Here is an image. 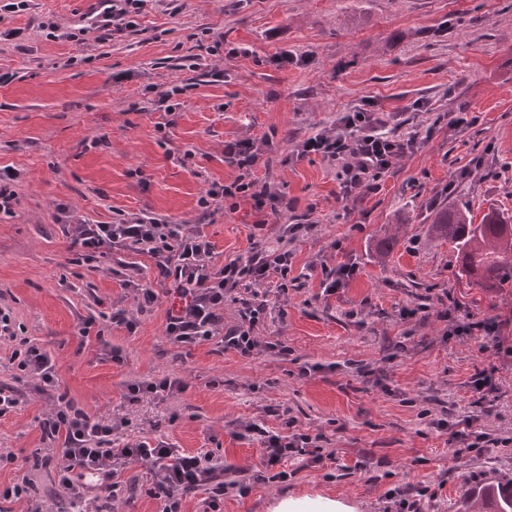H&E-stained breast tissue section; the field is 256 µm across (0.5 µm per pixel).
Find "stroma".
<instances>
[{"label":"stroma","mask_w":512,"mask_h":512,"mask_svg":"<svg viewBox=\"0 0 512 512\" xmlns=\"http://www.w3.org/2000/svg\"><path fill=\"white\" fill-rule=\"evenodd\" d=\"M96 0H31L0 35V168L18 173L19 203L0 213V307L11 309L20 333L55 360L61 390L98 421L121 420L124 440L157 438L181 450L214 452L225 465L257 471L262 449L240 439L241 424H280L268 405L287 408L298 429L321 433L322 446L349 474L327 480L304 469L285 483L255 485L248 496L224 498V512H268L281 492L343 498L355 512H384L397 484L438 485L425 512H457L486 484L512 483V455L493 450L477 461L454 459L429 418L470 411L472 375L496 363L478 341H444L443 293L479 318L512 313V288L492 293L458 279L448 242L429 233L434 209L467 208L473 223L492 210L512 214V0H149L136 27L104 37L89 19ZM59 27L48 37L38 25ZM236 49L234 57L225 52ZM224 80L209 82L212 68ZM182 87L176 125L158 96ZM430 111L413 112L416 99ZM383 112L407 110L406 131L430 132L381 190L364 202L342 199L340 167L318 156L295 158V145L336 124L364 103ZM482 123L451 129L444 115L458 107ZM267 139L257 176L311 214L313 230L298 237L290 278L281 292L271 275L245 282L224 304V322L238 320L240 299L267 304L257 334L281 340V360L243 357L216 341L190 349L164 337L166 313L178 298L160 291L152 311L139 314L135 333L115 326L105 337L122 362L100 360L83 320L102 321L115 308L134 309L131 293L105 269L71 263L55 222L67 203L87 221L123 215L197 221V201L211 182L233 180L225 142ZM478 175L461 180L466 167ZM248 202L201 225L222 267L275 241L281 219L262 232ZM352 265L337 295L321 292L322 265ZM427 308L423 322L402 321V305ZM357 317H348L350 308ZM0 339V385L19 403L0 416V487L29 477L32 503L4 500L0 512H70L53 467H33L52 455L38 420L49 402L31 378L20 379ZM383 370L385 388L356 373ZM170 374L187 383L178 396L125 397L128 383ZM493 412L483 424L512 436V368L496 373ZM429 418H421V410Z\"/></svg>","instance_id":"stroma-1"}]
</instances>
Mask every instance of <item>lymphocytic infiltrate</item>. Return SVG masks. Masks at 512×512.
Masks as SVG:
<instances>
[{"mask_svg":"<svg viewBox=\"0 0 512 512\" xmlns=\"http://www.w3.org/2000/svg\"><path fill=\"white\" fill-rule=\"evenodd\" d=\"M104 7L95 11L93 24L104 34H119L135 27L136 16L148 0H102ZM421 145L419 133H400L383 113L367 108L344 116L331 128L298 143L297 157L319 155L342 164L341 189L344 199L361 202L378 193L382 179L394 172L397 165L414 154ZM262 156L260 144L253 139L225 143L224 157L236 166L238 174L227 184L212 182L198 200L203 216H210L214 207L227 200L250 202L257 213L287 215L295 210L294 200L271 190L256 177L255 168ZM63 217L62 232L76 262L91 264L109 260L115 255L136 251L150 256L156 272L155 285L138 279H125L137 305L136 313L118 310L111 320L123 325L128 332L139 326V313L152 308L159 300L156 284L171 282L180 299L179 306L168 310L165 338L174 345L191 347L213 339L225 349L249 357L258 352L284 358L287 346L281 342L260 340L255 332L266 312L263 303L245 302L236 325L224 324V301L242 282L260 281L273 274L287 275L293 253L289 248L301 233L309 232L310 224L286 225L276 249H257L247 261L231 260L214 268L210 259L214 251L211 240L188 224H179L165 217L131 214L110 224H93L74 215L69 206L58 207ZM447 321L449 337L460 341L479 340L481 350H492L501 360L512 359V339L504 331L512 320L476 318L463 313L458 301H450L439 313ZM17 340L10 361L26 376L35 378L40 394L50 396L52 405L40 422L43 439L61 447L64 461L56 470L59 487L72 504L85 501L92 490L104 492V502L96 512H112V503L125 493L127 485L117 479L118 473L132 464L150 465L153 478L146 489L158 500L161 512H181L183 498L194 491L204 490V512H221L225 494L248 495L255 483L286 482L291 474L285 469L288 459L298 458L304 467H323L322 434L301 432L294 418L284 416L279 406H267L268 416L281 420L283 431H270L250 422L240 427V438H253L263 448L262 468L248 477L233 479L229 470L215 459L213 453H188L166 441L143 439L116 448L112 437L121 429L118 421L92 420L74 399L59 390V369L50 354L17 338L10 310L0 308V338ZM469 386L476 396L475 413L448 420H432L437 431L446 433L455 459H481L492 449H508L511 438H501L481 426L482 417L491 415L485 401L496 392L494 373L482 370L472 376Z\"/></svg>","mask_w":512,"mask_h":512,"instance_id":"lymphocytic-infiltrate-1","label":"lymphocytic infiltrate"}]
</instances>
